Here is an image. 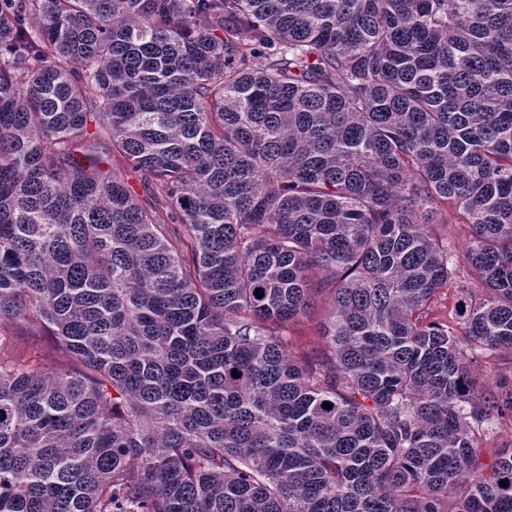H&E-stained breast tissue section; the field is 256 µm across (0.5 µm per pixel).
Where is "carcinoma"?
I'll list each match as a JSON object with an SVG mask.
<instances>
[{
	"mask_svg": "<svg viewBox=\"0 0 512 512\" xmlns=\"http://www.w3.org/2000/svg\"><path fill=\"white\" fill-rule=\"evenodd\" d=\"M461 336L512 349V0H0V512H512ZM113 172L118 178L125 181L131 193L138 199L146 198L147 191L143 185L140 173L134 172L118 154H114L112 158ZM474 280L465 266H457L448 288L440 290L432 309L431 317L438 318L448 325L459 327L461 303L465 301L469 288H475ZM326 312L325 296H316L307 314L298 322L292 323L288 330V348L290 351L296 354L310 355L323 349V339L319 335ZM42 349L43 343L37 336H16L12 345L14 355L21 359L42 356Z\"/></svg>",
	"mask_w": 512,
	"mask_h": 512,
	"instance_id": "obj_1",
	"label": "carcinoma"
}]
</instances>
